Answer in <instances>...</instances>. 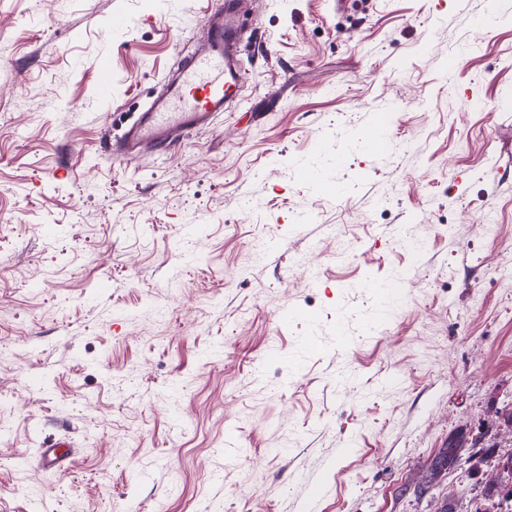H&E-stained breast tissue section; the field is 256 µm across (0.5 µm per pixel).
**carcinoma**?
I'll return each instance as SVG.
<instances>
[{
  "label": "carcinoma",
  "mask_w": 512,
  "mask_h": 512,
  "mask_svg": "<svg viewBox=\"0 0 512 512\" xmlns=\"http://www.w3.org/2000/svg\"><path fill=\"white\" fill-rule=\"evenodd\" d=\"M483 433H453L425 466L414 489L423 492L426 486L448 471L461 470L478 474L494 457V447L482 445ZM487 502L484 512H512V472L497 470L490 474L482 487Z\"/></svg>",
  "instance_id": "1"
}]
</instances>
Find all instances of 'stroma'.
I'll return each instance as SVG.
<instances>
[{"label":"stroma","instance_id":"stroma-1","mask_svg":"<svg viewBox=\"0 0 512 512\" xmlns=\"http://www.w3.org/2000/svg\"><path fill=\"white\" fill-rule=\"evenodd\" d=\"M202 7L0 0V512H476L407 486L512 454V0H253L233 102L113 161ZM484 434L453 433L448 436L436 454L425 466L420 478H416L414 489L424 492L426 486L436 481L445 472L461 470L469 474H478L483 467L494 457V447L484 446ZM481 443V446H478ZM445 474V475H446ZM69 448V442L61 438L46 442L43 448H39V462L42 468L52 475L61 474L71 462Z\"/></svg>","mask_w":512,"mask_h":512}]
</instances>
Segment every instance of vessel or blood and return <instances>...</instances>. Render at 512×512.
<instances>
[{
    "label": "vessel or blood",
    "instance_id": "vessel-or-blood-1",
    "mask_svg": "<svg viewBox=\"0 0 512 512\" xmlns=\"http://www.w3.org/2000/svg\"><path fill=\"white\" fill-rule=\"evenodd\" d=\"M242 7L241 0H227L224 7L207 13L198 45L182 59L177 72L165 76V95L137 113L115 143L113 157L168 150L189 132L210 126L223 112L239 88L234 17ZM39 461L46 472L62 473L71 461L69 442L61 438L46 442Z\"/></svg>",
    "mask_w": 512,
    "mask_h": 512
}]
</instances>
